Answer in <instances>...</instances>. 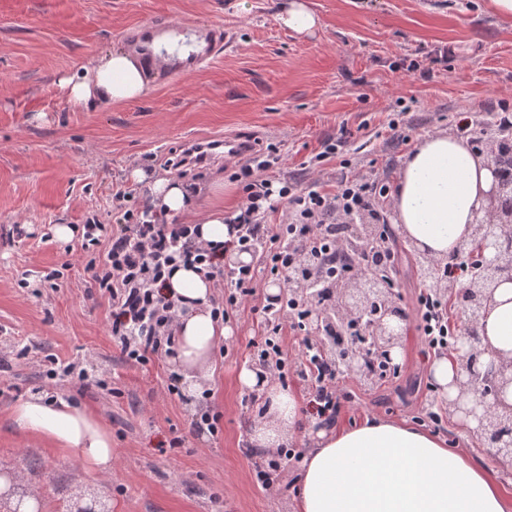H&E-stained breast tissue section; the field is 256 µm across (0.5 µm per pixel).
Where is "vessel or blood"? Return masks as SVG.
Instances as JSON below:
<instances>
[{
    "label": "vessel or blood",
    "mask_w": 512,
    "mask_h": 512,
    "mask_svg": "<svg viewBox=\"0 0 512 512\" xmlns=\"http://www.w3.org/2000/svg\"><path fill=\"white\" fill-rule=\"evenodd\" d=\"M122 39L150 73L178 79L213 61L224 50V31L194 22L148 20L126 30Z\"/></svg>",
    "instance_id": "1"
}]
</instances>
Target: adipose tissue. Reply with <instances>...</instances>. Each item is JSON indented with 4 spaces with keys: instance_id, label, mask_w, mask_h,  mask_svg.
Here are the masks:
<instances>
[{
    "instance_id": "obj_1",
    "label": "adipose tissue",
    "mask_w": 512,
    "mask_h": 512,
    "mask_svg": "<svg viewBox=\"0 0 512 512\" xmlns=\"http://www.w3.org/2000/svg\"><path fill=\"white\" fill-rule=\"evenodd\" d=\"M65 84L79 105L93 98L128 103L149 92L142 69L122 50ZM493 184L489 159L472 151L466 140L427 135L406 160L392 192L400 235L420 253L449 258L485 217ZM164 292L180 309L171 364L193 393L210 380L215 349L231 331L213 319L212 284L193 267L174 269ZM480 334L489 347L512 356V281L495 289ZM237 380L241 389L266 395L263 412L251 426V445L267 451L293 447L299 413L295 395L259 367H242ZM13 418L20 428L73 451L84 471L111 470V432L65 399L29 395L15 405ZM502 489L486 469L462 451L448 450L436 436L375 416L353 428L311 436L300 461L293 512H505Z\"/></svg>"
}]
</instances>
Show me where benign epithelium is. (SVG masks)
Wrapping results in <instances>:
<instances>
[{
    "mask_svg": "<svg viewBox=\"0 0 512 512\" xmlns=\"http://www.w3.org/2000/svg\"><path fill=\"white\" fill-rule=\"evenodd\" d=\"M489 157L493 163L497 182L492 191V208L488 218L474 226L472 241L478 243L480 263L472 272L464 288L474 292L482 305H487L494 289L504 281H512V213L501 207L503 196L512 195V177L505 175L508 167L503 161L499 144L489 146ZM374 287L364 276H357L336 288V304L331 312L319 308L312 312L315 322L323 318L357 319L369 317L370 294ZM302 298L304 301L315 299V285L304 283L300 288H279V293L268 296L271 303H279L288 295ZM396 294L386 296L381 314L372 323L375 347L381 352L392 353L402 344V331L393 326L396 318ZM483 318L467 313L465 333L458 337L454 351H465V357L489 356V361L480 372L473 371L469 364L460 366L462 380L458 383L456 397L448 401V413L472 417L477 422V430L488 439L496 453L509 457L512 455V432L498 424L505 414L512 421V405L506 402V395L512 387V360H506L500 353L483 344L479 328Z\"/></svg>",
    "mask_w": 512,
    "mask_h": 512,
    "instance_id": "1",
    "label": "benign epithelium"
}]
</instances>
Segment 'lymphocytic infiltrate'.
Here are the masks:
<instances>
[{
    "mask_svg": "<svg viewBox=\"0 0 512 512\" xmlns=\"http://www.w3.org/2000/svg\"><path fill=\"white\" fill-rule=\"evenodd\" d=\"M285 162L280 154L255 156L232 174L243 191L240 206L228 220L235 232L232 244L241 250L257 249L254 264L225 268L214 248L198 241L196 225L146 218L143 211L128 207L129 194L122 190L113 196L124 211L120 228L97 221L83 225L81 249L90 256L86 270L93 287L112 302L109 329L128 361L145 365L174 354L176 310L162 286L177 263L190 264L214 283L227 280L233 286L224 301L214 303V318L229 321L241 307L252 305L263 325L260 340L253 344L255 354L275 361L278 380L310 376L315 388L312 414L333 420L350 401L341 370L310 358L307 349H299L292 358L284 350L287 335L307 332L302 302L261 304L257 288L262 280L284 272L293 282L316 280L323 286L349 279L357 271L372 273L370 257L356 252L353 239L329 232L328 227L351 225L361 212L370 210L374 196H388L389 188L381 181L348 176L337 180L331 192L316 184L301 189L285 178L276 185L264 179V171ZM278 198L287 204L283 219L267 223Z\"/></svg>",
    "mask_w": 512,
    "mask_h": 512,
    "instance_id": "lymphocytic-infiltrate-1",
    "label": "lymphocytic infiltrate"
}]
</instances>
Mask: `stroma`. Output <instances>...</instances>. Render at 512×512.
Wrapping results in <instances>:
<instances>
[{
	"mask_svg": "<svg viewBox=\"0 0 512 512\" xmlns=\"http://www.w3.org/2000/svg\"><path fill=\"white\" fill-rule=\"evenodd\" d=\"M284 3L0 0V465L40 512H63L81 495L110 512H291L299 467L290 461L280 489L254 481L266 455L248 438L264 403H245L236 375L253 361L257 314L230 322L234 347L216 354L207 397L169 395V357L144 366L124 359L108 331L111 305L91 288L78 240L60 242L56 225L90 217L121 224L116 190L130 193V207L151 205L160 177L200 189L170 223L193 224L217 210L232 217L242 185L223 162L171 165L185 144L232 136L250 141L256 155L279 148L288 163L266 171L273 182L288 176L301 188L332 186L350 174L392 186L423 137L455 133L456 113L512 106V26L491 15L486 0H308L320 18L310 35L281 25ZM156 18L223 26V57L171 82L151 76L150 93L134 102L75 106L64 78L121 47L128 27ZM446 46L458 47L459 57L435 62ZM398 112L404 126L396 135L388 124ZM331 138L343 142L340 157L313 167ZM136 168L142 181L130 177ZM60 266V286L44 287V272ZM432 356L408 326L399 376L368 385L345 376L352 406L336 427L371 416L406 422L465 449L512 493L511 463L495 461L453 416L438 425L427 418L424 407L436 400L425 375ZM54 359L85 368V385L48 379ZM35 392L64 395L111 430V475L86 474L73 453L17 427L15 405ZM207 405L223 416L215 435L191 428ZM176 436L183 442L174 447Z\"/></svg>",
	"mask_w": 512,
	"mask_h": 512,
	"instance_id": "obj_1",
	"label": "stroma"
}]
</instances>
